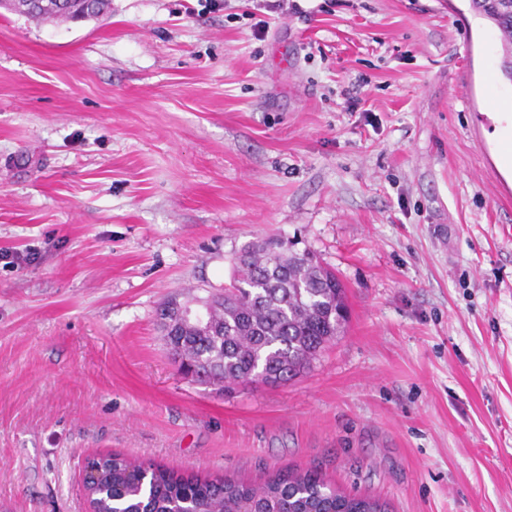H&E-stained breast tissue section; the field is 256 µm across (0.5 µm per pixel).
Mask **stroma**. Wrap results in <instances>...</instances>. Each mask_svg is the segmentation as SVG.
<instances>
[{
	"mask_svg": "<svg viewBox=\"0 0 512 512\" xmlns=\"http://www.w3.org/2000/svg\"><path fill=\"white\" fill-rule=\"evenodd\" d=\"M469 0L0 10V512H85L96 452L314 469L389 512H512V113ZM279 237L349 321L281 385L185 379L157 311Z\"/></svg>",
	"mask_w": 512,
	"mask_h": 512,
	"instance_id": "1",
	"label": "stroma"
}]
</instances>
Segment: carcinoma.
Wrapping results in <instances>:
<instances>
[{"mask_svg":"<svg viewBox=\"0 0 512 512\" xmlns=\"http://www.w3.org/2000/svg\"><path fill=\"white\" fill-rule=\"evenodd\" d=\"M46 9L37 19L69 20L83 10ZM472 9L502 34H512V6L500 0H471ZM204 301V323L166 329L169 349L183 374L226 387L237 383L277 385L308 368L341 335L347 319L345 287L315 256L294 250L288 240L268 238L243 248L235 276L222 293ZM102 470L88 485L95 512H123L145 502L146 512H387L379 500L346 494L315 469L278 472L260 482L184 476L121 454L88 460Z\"/></svg>","mask_w":512,"mask_h":512,"instance_id":"obj_1","label":"carcinoma"}]
</instances>
